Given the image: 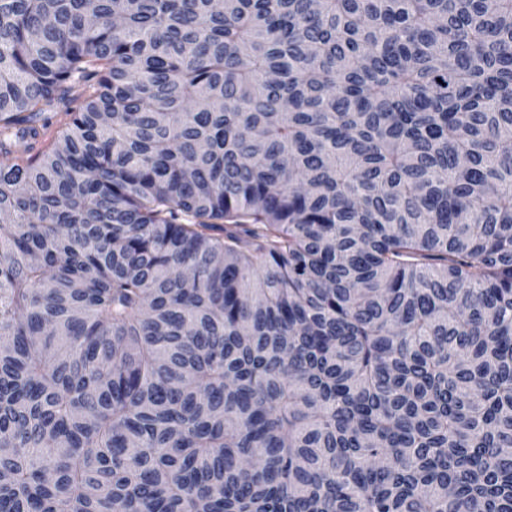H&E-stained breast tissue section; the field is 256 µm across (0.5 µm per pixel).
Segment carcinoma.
<instances>
[{"label":"carcinoma","mask_w":512,"mask_h":512,"mask_svg":"<svg viewBox=\"0 0 512 512\" xmlns=\"http://www.w3.org/2000/svg\"><path fill=\"white\" fill-rule=\"evenodd\" d=\"M1 215L0 512H512V0H0Z\"/></svg>","instance_id":"carcinoma-1"}]
</instances>
